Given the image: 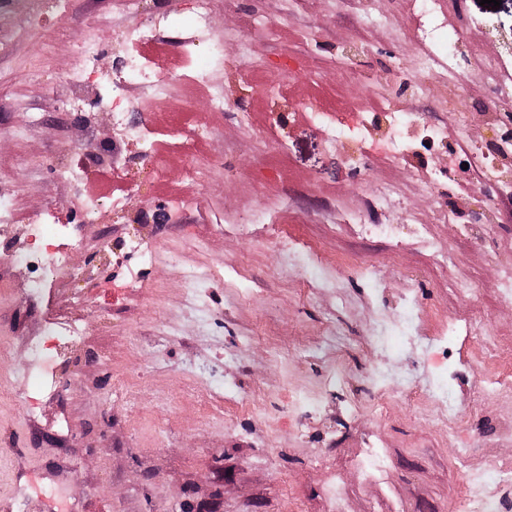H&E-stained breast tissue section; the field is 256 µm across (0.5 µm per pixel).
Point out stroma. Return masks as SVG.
I'll return each mask as SVG.
<instances>
[{
  "label": "stroma",
  "instance_id": "1",
  "mask_svg": "<svg viewBox=\"0 0 512 512\" xmlns=\"http://www.w3.org/2000/svg\"><path fill=\"white\" fill-rule=\"evenodd\" d=\"M66 13L0 21V197L17 227L45 207L74 217L79 203L56 180L53 152L68 146L65 74L79 64L67 29L99 43L113 25L193 0H69ZM452 23L483 53L512 40V0H441ZM421 0H213L212 34L230 57L246 51L253 85L217 72L226 110L206 95L172 85L152 108L157 173L117 160L138 189L126 211L86 230L76 261L90 276L28 282L22 266L0 267V504L10 512H332L330 483L344 512H454L462 495L455 449L474 461L512 460V396L479 397L478 353L458 366L450 396L458 415L438 431L414 404L397 400L384 415L350 405L365 400L368 374L390 389L436 394L443 387L439 340L463 309L491 318L512 357V299L496 287L512 276V191L478 177L476 148L494 166L500 128L484 116L489 82L478 72L427 68L413 39ZM305 63L307 75L287 77ZM413 89L401 92L404 76ZM457 111L439 101L445 85ZM439 126L431 150L395 136L390 103ZM340 114L330 134L315 114ZM204 124L203 140L168 145L170 129ZM390 188L387 200L379 192ZM448 220H439V210ZM391 225L388 234L359 223ZM425 224L451 260L433 261L414 239ZM142 243L150 285L130 288L126 268L100 261ZM333 260V287L302 288V270L283 262L292 242ZM204 261L222 280L192 282ZM475 286L474 295L461 287ZM417 294L426 337L391 349L373 326L403 316ZM91 321L80 357L59 394L32 389L22 372L33 342L51 352L50 325ZM342 341L326 350L325 334ZM287 349L274 358L273 346ZM221 375L261 410L225 407L209 420L194 384ZM338 375L336 393L307 409L304 391ZM390 456L386 479H363L367 441Z\"/></svg>",
  "mask_w": 512,
  "mask_h": 512
}]
</instances>
